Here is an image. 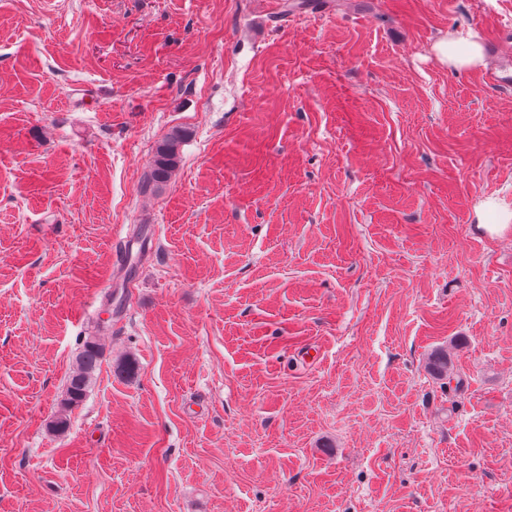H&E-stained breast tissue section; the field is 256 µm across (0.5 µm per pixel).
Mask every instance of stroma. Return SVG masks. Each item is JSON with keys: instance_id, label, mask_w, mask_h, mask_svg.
<instances>
[{"instance_id": "obj_1", "label": "stroma", "mask_w": 512, "mask_h": 512, "mask_svg": "<svg viewBox=\"0 0 512 512\" xmlns=\"http://www.w3.org/2000/svg\"><path fill=\"white\" fill-rule=\"evenodd\" d=\"M468 29L512 0H0V512H512V87L439 61ZM188 133L178 127L172 128L156 149L154 166L146 177L145 188L158 190L165 186L181 161V147ZM102 350L95 340L84 343L76 359V367L69 374L61 409L52 423L55 432H63L68 426L67 412L81 402L100 366Z\"/></svg>"}]
</instances>
